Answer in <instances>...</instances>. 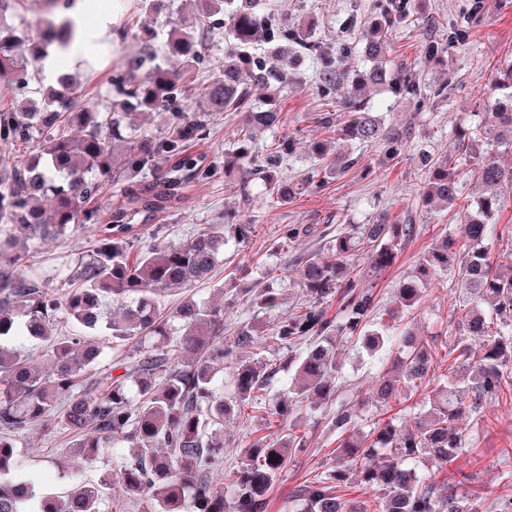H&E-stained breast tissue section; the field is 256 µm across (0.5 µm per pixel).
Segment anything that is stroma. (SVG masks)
<instances>
[{
  "mask_svg": "<svg viewBox=\"0 0 512 512\" xmlns=\"http://www.w3.org/2000/svg\"><path fill=\"white\" fill-rule=\"evenodd\" d=\"M272 13L288 15L301 23L315 22L316 34L325 44L336 43V21L355 13L368 16L373 0H267ZM471 0H415L416 22L395 31L391 37V56L396 62L416 66L420 61L423 36L435 38L447 35L449 27L464 25L466 7ZM483 22L473 29L468 44L458 47L448 57L445 70L427 69L423 78L428 83L449 81L448 97L423 108L414 103L399 101L388 113V123L409 134L406 150L392 162L382 161L377 148L358 146L354 150L357 164L344 174L329 177L323 190L314 193L303 188L302 180L311 169L307 147L310 143L329 138V130L315 122L316 114L339 113L336 97L316 94L318 80L315 68L302 66L299 78L280 103L285 121L278 137H289L295 142V152L286 158L282 171L289 182L300 190L288 205L275 203L264 195L260 185H253L249 193H242L237 177L225 176L224 151L231 148L238 129L236 113L217 115L205 139L193 143L194 151L206 154L216 171L213 175L189 184L180 193L171 208L159 213L143 226V235H157L174 242L188 240L196 231L209 224L224 221V212L237 210L240 218L255 224V235L250 244L239 251L229 250L218 263L208 280L197 285L200 296L224 302V326L233 328L252 319L254 313L241 299L223 294L229 277H237L241 286H249L275 271L272 281L293 307L305 302L306 295L298 288L299 267L296 255L319 249L312 238L297 241L288 252L275 247L277 233L284 224H373L379 215H387L399 224H416L420 233L404 242L394 264L377 280L374 293L377 302L375 321H382L387 310L395 305V290L401 280L413 274L417 261L424 252L445 234L455 238L464 235L456 209L422 207L418 205L421 169L417 151L427 146L435 156L456 161L455 142L448 130L453 123L464 122L470 113L481 111L483 94L487 88L490 66L512 57V0H484ZM163 54L164 40L156 38L119 39L116 51L101 49L91 44L87 58L82 62L79 80L84 96L97 102L100 110H108L115 95L113 82L119 75V60L137 59L147 52ZM91 234L80 231L64 238L43 241L30 256L34 265H51L65 259H74L87 253ZM459 306L457 293L449 288L447 277H439L428 285L420 307L403 318L404 326L424 335L439 326L448 325ZM341 373L337 380L339 391L335 405H343L360 418L374 412L366 398L372 389L374 374L372 358L358 344L347 343L337 347ZM334 407H308L300 412V423L308 433L309 446L292 454L287 468L276 480L271 493L268 512H288V497L305 479L331 467L332 452L337 446L336 432L330 424ZM480 426L464 420L462 428L473 431L475 447L455 464L457 472L466 476L458 486L459 492L481 488L487 494L482 512H496L498 501L512 498V478H507L500 462L504 448L512 447V398L487 402L481 410ZM277 429L264 425L260 415L250 420L234 419L224 425L228 446L224 464L214 473V480L226 483L231 479L238 458V445L257 437H277ZM20 460L25 467L35 469L42 477V489L61 492L74 479L86 482L98 480L112 469V453L101 454L93 460L74 455L70 438L60 431L35 429L18 443Z\"/></svg>",
  "mask_w": 512,
  "mask_h": 512,
  "instance_id": "obj_1",
  "label": "stroma"
}]
</instances>
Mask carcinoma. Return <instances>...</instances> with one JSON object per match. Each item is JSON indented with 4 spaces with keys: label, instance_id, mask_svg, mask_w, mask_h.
Listing matches in <instances>:
<instances>
[{
    "label": "carcinoma",
    "instance_id": "obj_1",
    "mask_svg": "<svg viewBox=\"0 0 512 512\" xmlns=\"http://www.w3.org/2000/svg\"><path fill=\"white\" fill-rule=\"evenodd\" d=\"M192 16L168 23L166 53L181 68L158 64L142 75L140 65L114 84L112 110L100 111L79 100L81 90L49 92L40 111L25 99L0 111V154L33 149L23 164L0 170V512H103L100 504L112 483L143 512H267L269 492L288 466L291 454L308 447L297 412L303 406L336 400L339 367L336 343L361 341L377 357L374 406L369 430L358 416L336 409L335 465L308 478L294 491L289 512H480L485 492L457 493L454 464L473 447L457 421L480 417L484 403L512 386V247L491 252L494 242H512V224H501V191L512 196V166L500 164L501 148L512 149V112L500 109L512 99V60L492 66L482 111L469 125H454L458 162L430 158L419 201L458 207L466 235L444 236L420 259L413 275L395 289L397 311L391 319L416 310L430 281L448 276L458 291L460 312L446 328L419 338L398 334L397 349L385 348L387 331L374 328L372 289L355 273L358 246L369 247L372 277L395 261L402 242L417 235L414 224H350L331 230L314 224H284L279 248L312 235L323 249L299 257L300 287L308 297L290 310L279 289L266 281L240 288L236 295L256 319L237 325L224 345V303L193 293L207 280L225 249L246 246L255 225L224 211V223L209 224L183 243L144 240L137 225L165 211L188 183L210 174L211 162L189 152L205 136L218 112L241 115L240 137L224 155V174L239 177L243 188L259 181L265 193L286 205L296 188L280 168L295 152V142L259 144L281 126L279 102L296 82L295 66L309 59L318 70V90L341 92L340 134L344 141L370 143L382 158L401 157L407 133L385 123L390 93L422 106L428 97H448L451 81L420 82L417 73L389 59V36L413 23L412 0H376L361 62L344 69L350 56L347 36L362 21L349 15L336 21V52L328 51L301 23L275 16L263 0H191ZM216 14L224 15V66L209 82L194 86L204 50L197 31ZM77 37L75 23L62 16L42 37L23 24L0 28V79L28 84V62L18 57L30 40L68 49ZM458 30L425 42L420 62L444 59L468 40ZM200 98L185 112L172 113L168 135L136 133V116L177 101L190 87ZM263 92L253 99V90ZM74 126L78 134L71 135ZM309 157L313 171L329 176L357 163L350 150L316 144ZM124 185L125 201L109 214L93 204L103 186ZM484 193L462 201L464 186ZM91 230L89 254L72 270L51 272L25 265L47 237ZM54 278L70 284L63 295L46 287ZM185 294L165 307L160 297ZM336 314L328 316L331 303ZM67 322L72 332L57 334ZM98 336H108L102 344ZM482 347L474 352L471 341ZM261 350L252 362L245 354ZM288 353L295 375L285 391L270 394L277 360ZM468 370L466 379L437 385L430 407L409 412L408 393L434 378L438 359ZM229 369L230 391L216 379ZM121 369L123 373L113 375ZM284 430L274 440L259 437L241 447L229 495L210 481L224 464V420L246 410ZM42 428L60 430L86 458L99 452V436L110 448H126L112 470L95 483L78 482L60 493L39 491L38 477L18 471L17 440ZM446 481L438 488L436 478ZM380 492L374 507L352 497L353 489Z\"/></svg>",
    "mask_w": 512,
    "mask_h": 512
}]
</instances>
